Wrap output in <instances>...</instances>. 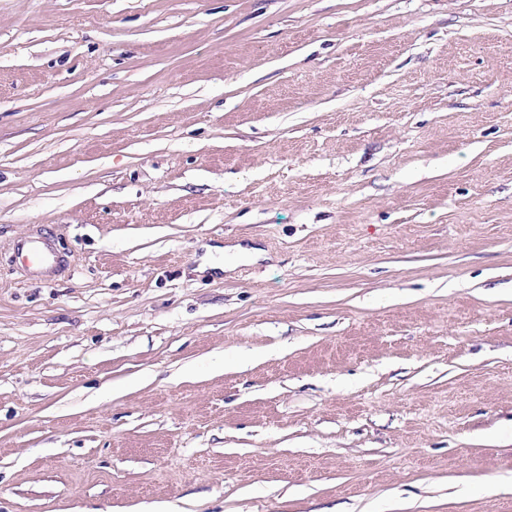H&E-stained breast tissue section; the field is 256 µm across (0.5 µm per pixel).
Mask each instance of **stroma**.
Here are the masks:
<instances>
[{"mask_svg":"<svg viewBox=\"0 0 512 512\" xmlns=\"http://www.w3.org/2000/svg\"><path fill=\"white\" fill-rule=\"evenodd\" d=\"M0 512H512V0H0ZM23 267L31 274L54 273L62 265V260L47 240L40 236L21 239L15 246Z\"/></svg>","mask_w":512,"mask_h":512,"instance_id":"obj_1","label":"stroma"}]
</instances>
